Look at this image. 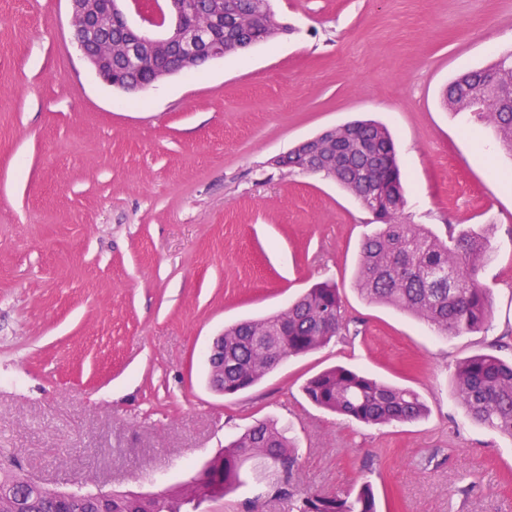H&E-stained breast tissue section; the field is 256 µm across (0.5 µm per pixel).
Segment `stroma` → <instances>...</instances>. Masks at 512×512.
Instances as JSON below:
<instances>
[{
  "label": "stroma",
  "mask_w": 512,
  "mask_h": 512,
  "mask_svg": "<svg viewBox=\"0 0 512 512\" xmlns=\"http://www.w3.org/2000/svg\"><path fill=\"white\" fill-rule=\"evenodd\" d=\"M288 33L164 79L102 83L66 0H0V459L63 491L156 494L236 434L290 426L298 485H373L381 512H512V440L454 393L458 361L512 360V151L444 103L512 52V0H271ZM391 132L403 222L486 233L492 316L445 338L355 287L372 214L334 180L275 165L355 120ZM339 288L358 335L212 392L205 352L233 323ZM345 365L416 390V422L368 427L302 390ZM206 512H247L263 460Z\"/></svg>",
  "instance_id": "obj_1"
}]
</instances>
